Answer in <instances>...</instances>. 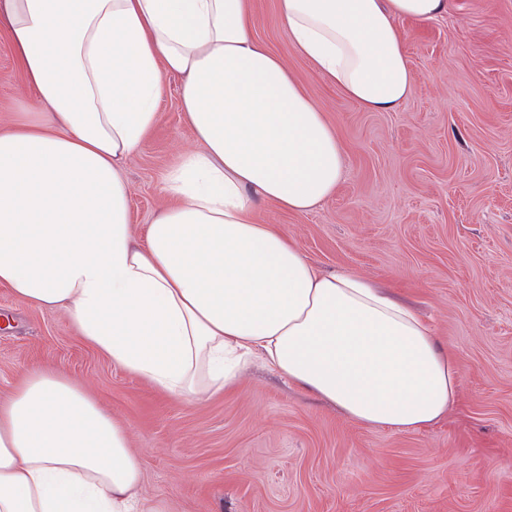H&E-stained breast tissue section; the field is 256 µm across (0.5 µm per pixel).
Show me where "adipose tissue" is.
Here are the masks:
<instances>
[{"label": "adipose tissue", "instance_id": "obj_1", "mask_svg": "<svg viewBox=\"0 0 512 512\" xmlns=\"http://www.w3.org/2000/svg\"><path fill=\"white\" fill-rule=\"evenodd\" d=\"M447 12L448 0H279L293 49L370 112L413 93L398 21ZM1 24L41 109L0 128V284L65 309L82 340L174 396L230 391L259 356L365 427L447 418L460 364L428 321L256 219L259 200L298 214L323 203L345 159L254 38L248 0H0ZM170 75L185 78L197 146L141 244L122 164ZM142 479L127 427L63 372L29 368L0 402V512H172Z\"/></svg>", "mask_w": 512, "mask_h": 512}]
</instances>
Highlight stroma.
<instances>
[{
    "mask_svg": "<svg viewBox=\"0 0 512 512\" xmlns=\"http://www.w3.org/2000/svg\"><path fill=\"white\" fill-rule=\"evenodd\" d=\"M255 37L338 134L346 174L312 212L258 206L315 266L388 288L458 359L446 421L368 428L252 365L239 388L186 401L128 373L67 313L0 286V400L31 366L63 371L129 431L142 493L175 512H512V0H450L402 22L415 75L394 112H368L292 50L278 0H251ZM169 76L159 120L126 159L137 238L165 206L166 172L194 145ZM0 31V126L37 111Z\"/></svg>",
    "mask_w": 512,
    "mask_h": 512,
    "instance_id": "35a3bbf8",
    "label": "stroma"
}]
</instances>
